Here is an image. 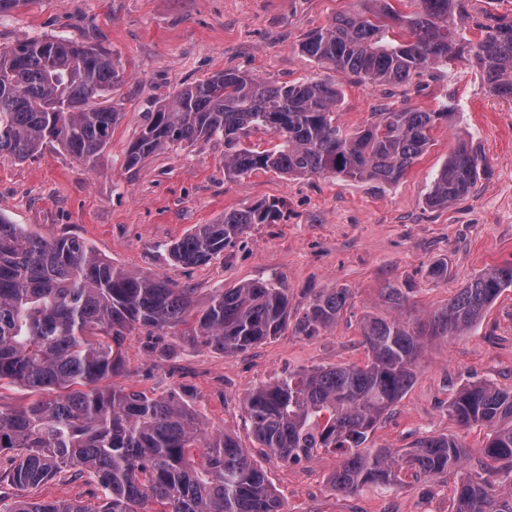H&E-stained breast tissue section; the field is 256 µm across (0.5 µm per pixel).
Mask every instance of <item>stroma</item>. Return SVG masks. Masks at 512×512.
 I'll return each instance as SVG.
<instances>
[{"instance_id":"stroma-1","label":"stroma","mask_w":512,"mask_h":512,"mask_svg":"<svg viewBox=\"0 0 512 512\" xmlns=\"http://www.w3.org/2000/svg\"><path fill=\"white\" fill-rule=\"evenodd\" d=\"M361 8L360 0H24L0 13V47L23 38H64L110 51L124 70L112 93L121 116L104 154L87 164L51 144L23 161L0 157V216L47 238L80 237L117 266L194 288L199 308L214 289L244 282L287 289L294 315L322 289H349L339 320L318 335L288 330L232 355L186 346L171 328L160 341L172 353L159 362L145 350L146 331L132 330L123 344L126 367L111 381L157 395L189 390V403L211 431L252 449L286 512H452V477L409 478L393 489L368 485L341 495L330 486L340 455L322 450L312 460L284 463L258 448L246 422L243 396L263 381L363 364V320L395 314L383 299L385 288L407 290L408 312L424 318L474 276L512 262V101L486 93L479 73L464 63L405 85H371L302 53L308 33ZM227 69L280 85L335 83L343 95L337 122L347 133L374 113L402 107L445 106L453 117L391 186L333 174L228 177L218 138L175 145L126 167L125 151L144 113L180 87ZM462 141L482 156L483 171L467 197L429 209L432 181ZM272 199L282 200V219L251 225L210 264L186 268L170 261L167 242ZM440 261L448 274L437 279L430 269ZM481 380L512 390V288L465 336L425 344L413 385L370 433L367 447L403 451L422 436L448 435L469 450L464 471H491L481 453L490 428H463L448 414L457 392ZM36 495L95 504L101 489L88 475L70 473Z\"/></svg>"}]
</instances>
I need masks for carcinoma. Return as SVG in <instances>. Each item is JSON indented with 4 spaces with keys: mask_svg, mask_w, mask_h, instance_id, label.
Listing matches in <instances>:
<instances>
[{
    "mask_svg": "<svg viewBox=\"0 0 512 512\" xmlns=\"http://www.w3.org/2000/svg\"><path fill=\"white\" fill-rule=\"evenodd\" d=\"M363 12L340 14L306 35L312 60L378 85L409 83L433 67L465 62L486 90L512 99V14L474 23L469 38L456 19L469 0H364ZM124 72L112 54L59 39H23L0 48V157L25 160L57 143L79 161L104 153L120 104L110 99ZM341 90L332 83L277 85L226 70L181 87L145 115L125 153L127 167L174 143L224 138V174L277 172L289 177L326 173L392 185L429 147L432 131L452 113L402 108L381 112L353 134L336 124ZM272 132L279 144L258 151L246 143ZM482 159L460 143L436 174L426 206L442 209L468 196ZM283 202L273 200L224 214L213 224L172 241L182 266L210 263L253 224L272 223ZM512 287V263L472 278L444 306L415 324L369 316L361 326L362 365L315 368L262 382L244 397L255 439L285 463L332 450L343 461L332 489L343 495L369 485L395 487L402 477L459 471L468 455L452 436L422 437L400 453L367 448L369 432L408 391L428 338L461 336ZM194 289L126 270L74 236L45 238L0 218V381L49 391L21 409L0 405V452H16L0 481L33 491L65 471L96 478L104 499L42 501L27 495L8 512H283L263 468L234 437L208 431L179 393L154 396L108 383L122 370V345L135 328L148 332L147 349L162 361L168 349L155 332L183 327L190 346L245 351L281 335L288 325V293L274 284L246 282L218 288L197 310ZM348 288L314 294L294 317L293 332L315 336L336 322ZM461 426L485 425L493 435L480 449L500 463L491 481L465 473L454 487V512H512V391L490 381L463 387L448 409Z\"/></svg>",
    "mask_w": 512,
    "mask_h": 512,
    "instance_id": "1",
    "label": "carcinoma"
}]
</instances>
